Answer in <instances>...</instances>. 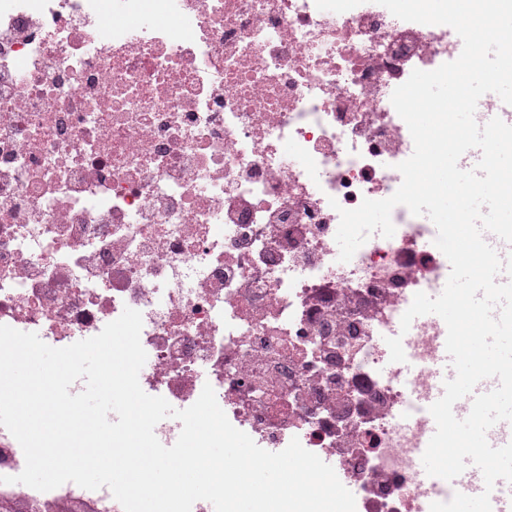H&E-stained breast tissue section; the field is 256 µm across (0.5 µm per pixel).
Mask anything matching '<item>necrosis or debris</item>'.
Segmentation results:
<instances>
[{
	"label": "necrosis or debris",
	"mask_w": 512,
	"mask_h": 512,
	"mask_svg": "<svg viewBox=\"0 0 512 512\" xmlns=\"http://www.w3.org/2000/svg\"><path fill=\"white\" fill-rule=\"evenodd\" d=\"M457 38L376 0H0V325L61 348L138 310L145 393L185 409L211 385L259 447L327 460L356 512H423L447 328L406 330L412 375L385 339L448 260L402 205L349 262L335 235L401 185L392 93ZM23 457L0 426V497L123 512L105 487L19 490ZM446 339L442 345V354L438 361L431 367L429 380V406L440 399L444 393V382L455 377V370L451 364L450 356L446 351Z\"/></svg>",
	"instance_id": "obj_1"
}]
</instances>
